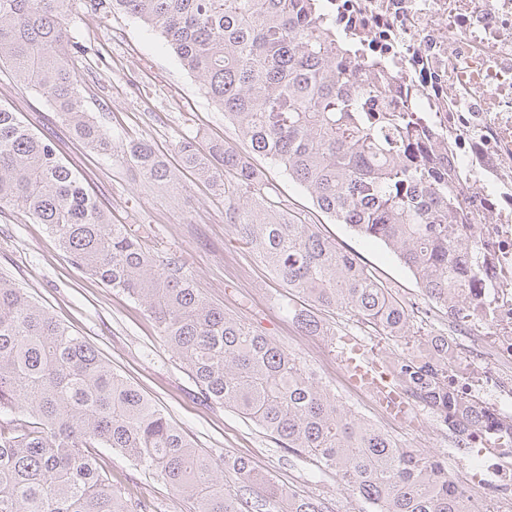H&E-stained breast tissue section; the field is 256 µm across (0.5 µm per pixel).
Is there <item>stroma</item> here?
I'll return each mask as SVG.
<instances>
[{
  "mask_svg": "<svg viewBox=\"0 0 512 512\" xmlns=\"http://www.w3.org/2000/svg\"><path fill=\"white\" fill-rule=\"evenodd\" d=\"M69 9L70 37L93 49L83 62L82 80L90 111L117 146L114 155H96L74 141L46 99L14 85L4 71H0V106L19 112L30 128L53 141L64 161L83 176L89 191L111 210L113 221L147 229V247L163 257L178 256L184 273L210 301L297 355L345 408L379 422L364 390L350 384L339 349L344 340H355L369 358L383 365L397 353L396 344L366 335L338 311L320 314L331 335H302L285 306H303L304 298L283 286L225 224L222 190L182 169L175 149L180 138L197 139L202 146L212 139L239 145L223 111L199 90L152 28L125 15L92 14L82 0H70ZM141 140L149 141L167 161L172 182H145L127 161V145ZM251 161L278 187L291 209L319 224L325 236L353 253L402 300L417 307L427 305L417 279L385 246L327 219L306 191L268 159L255 154ZM0 276L82 336L212 458L244 459L279 484L327 499L335 512H362V502L334 476H313L309 462L279 448L249 420L223 406L201 402L189 372L163 342L143 307L68 261L45 225L32 223L12 206L0 209ZM417 415V426L392 427V435L405 447L444 459L449 474H457L460 452L447 428L437 425L425 409H418ZM101 459L115 487L152 501L155 512H191L187 500L175 497L161 480L120 452L102 450Z\"/></svg>",
  "mask_w": 512,
  "mask_h": 512,
  "instance_id": "35a3bbf8",
  "label": "stroma"
}]
</instances>
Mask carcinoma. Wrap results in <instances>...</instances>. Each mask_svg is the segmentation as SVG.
Returning a JSON list of instances; mask_svg holds the SVG:
<instances>
[{"label": "carcinoma", "mask_w": 512, "mask_h": 512, "mask_svg": "<svg viewBox=\"0 0 512 512\" xmlns=\"http://www.w3.org/2000/svg\"><path fill=\"white\" fill-rule=\"evenodd\" d=\"M93 14H125L157 31L224 120L254 152L299 183L328 218L384 244L419 280L431 307L459 310L479 274V247L456 219V176L437 134L410 112H366L371 76L357 47L322 23L318 0H84ZM68 0H0V68L41 93L71 134L100 155L112 139L87 108L79 69L87 47L70 39ZM184 165L224 185V223L288 289L341 311L396 343L392 380L463 435L486 423L448 387V337L424 330L370 270L302 220L266 175L235 148L176 143ZM143 179H172L145 141L127 148ZM45 225L68 260L138 301L190 373L201 401L221 404L277 444L332 473L370 512H475L440 458L403 447L346 411L303 363L271 337L224 313L174 258L113 224L53 142L0 107V208ZM298 329L327 336L308 309L287 308ZM117 450L160 478L193 512H331L322 498L232 470L265 497L233 495L224 468L157 405L23 289L0 276V512H153L112 486L100 449Z\"/></svg>", "instance_id": "1"}]
</instances>
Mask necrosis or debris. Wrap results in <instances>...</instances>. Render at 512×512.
I'll use <instances>...</instances> for the list:
<instances>
[{
	"label": "necrosis or debris",
	"instance_id": "necrosis-or-debris-1",
	"mask_svg": "<svg viewBox=\"0 0 512 512\" xmlns=\"http://www.w3.org/2000/svg\"><path fill=\"white\" fill-rule=\"evenodd\" d=\"M322 16L361 47L364 61L397 78L366 108L414 112L437 129L457 185L462 233L484 254L461 323L464 354L449 343L459 396L483 394L494 416L512 415V0H321ZM493 423L473 431L458 486L475 504L512 512V442Z\"/></svg>",
	"mask_w": 512,
	"mask_h": 512
}]
</instances>
